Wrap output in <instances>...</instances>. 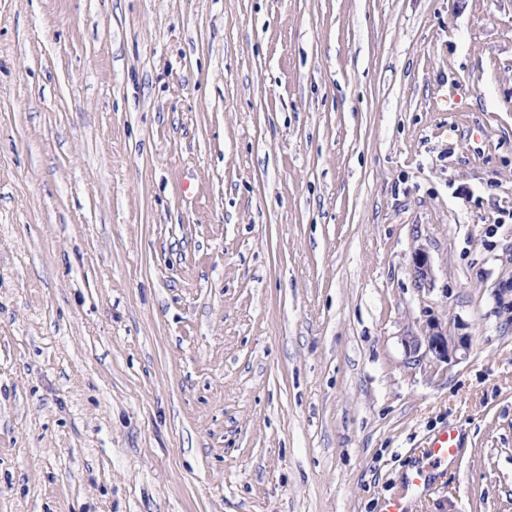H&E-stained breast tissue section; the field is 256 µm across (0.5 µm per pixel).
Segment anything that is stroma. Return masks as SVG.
<instances>
[{
    "instance_id": "1",
    "label": "stroma",
    "mask_w": 512,
    "mask_h": 512,
    "mask_svg": "<svg viewBox=\"0 0 512 512\" xmlns=\"http://www.w3.org/2000/svg\"><path fill=\"white\" fill-rule=\"evenodd\" d=\"M508 280L512 0H0V512H512ZM427 328L422 336L411 337L414 353H417L424 344L427 353H432L436 358L449 362L457 358L459 351L468 350L470 347V336H449L448 327H443L439 322H430ZM428 454L434 463L447 462L454 456L457 449L456 433L454 429H445L434 435L428 444Z\"/></svg>"
}]
</instances>
